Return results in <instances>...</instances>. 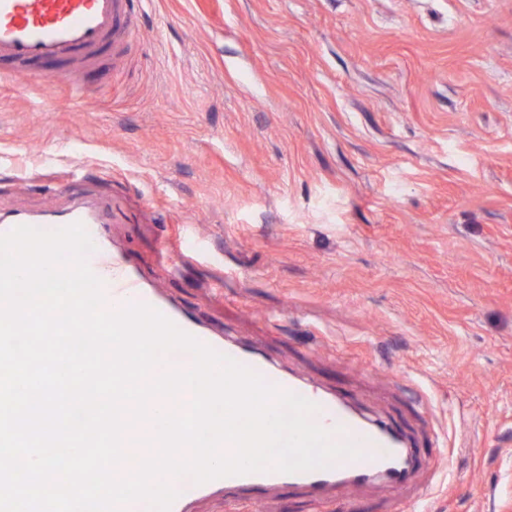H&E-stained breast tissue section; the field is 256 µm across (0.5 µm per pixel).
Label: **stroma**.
<instances>
[{
	"label": "stroma",
	"instance_id": "obj_1",
	"mask_svg": "<svg viewBox=\"0 0 512 512\" xmlns=\"http://www.w3.org/2000/svg\"><path fill=\"white\" fill-rule=\"evenodd\" d=\"M45 71L0 72L1 213L108 200L151 287L416 441L417 512H512V0H143L79 88Z\"/></svg>",
	"mask_w": 512,
	"mask_h": 512
}]
</instances>
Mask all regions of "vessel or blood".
Returning a JSON list of instances; mask_svg holds the SVG:
<instances>
[{"label": "vessel or blood", "mask_w": 512, "mask_h": 512, "mask_svg": "<svg viewBox=\"0 0 512 512\" xmlns=\"http://www.w3.org/2000/svg\"><path fill=\"white\" fill-rule=\"evenodd\" d=\"M135 0H0V67L20 76L37 77L44 65H75L84 70L99 67L103 57L121 50L131 32ZM112 215L107 203L75 198L62 208L38 212L0 213V234L27 225L59 229L79 222L88 231L94 251L88 257L92 271L103 283L105 306L117 310L130 303L160 311L178 328L214 350L272 382L281 390L316 404L314 421L329 426L336 441H350L362 451L357 459H342L330 467L286 474L274 470L229 476L203 484L180 477L172 482L178 497L170 512H187L190 503L207 495H222L232 505L260 504L271 492L284 488L304 490L312 500H322L339 485L364 486L383 479L403 490L415 474L429 467L403 433L389 423L370 422L353 413L343 396L321 392L273 364L262 352L229 341L150 288L119 251L110 248L105 226Z\"/></svg>", "instance_id": "vessel-or-blood-1"}]
</instances>
